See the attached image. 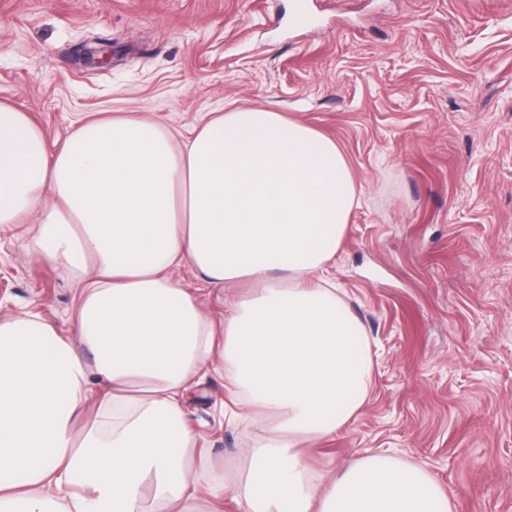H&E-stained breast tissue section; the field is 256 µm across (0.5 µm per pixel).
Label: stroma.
I'll use <instances>...</instances> for the list:
<instances>
[{
  "label": "stroma",
  "mask_w": 512,
  "mask_h": 512,
  "mask_svg": "<svg viewBox=\"0 0 512 512\" xmlns=\"http://www.w3.org/2000/svg\"><path fill=\"white\" fill-rule=\"evenodd\" d=\"M0 0V102L49 145L89 116L176 135L262 108L333 139L353 210L332 271L364 325L374 384L315 467L385 452L423 462L453 512H512V0ZM112 54L87 66L79 46ZM0 233V315L71 334L77 286ZM201 460L243 470L265 418L222 377L188 398Z\"/></svg>",
  "instance_id": "1"
}]
</instances>
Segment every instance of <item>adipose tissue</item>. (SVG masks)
<instances>
[{
    "instance_id": "adipose-tissue-1",
    "label": "adipose tissue",
    "mask_w": 512,
    "mask_h": 512,
    "mask_svg": "<svg viewBox=\"0 0 512 512\" xmlns=\"http://www.w3.org/2000/svg\"><path fill=\"white\" fill-rule=\"evenodd\" d=\"M357 190L333 139L268 110L157 123L86 118L57 148L0 103V231L33 219L38 262L78 280L76 335L0 319V512H453L418 461L368 454L328 476L313 443L372 386L364 327L329 273ZM249 283L214 318L177 278ZM223 374L268 421L241 474L198 466L186 395Z\"/></svg>"
}]
</instances>
